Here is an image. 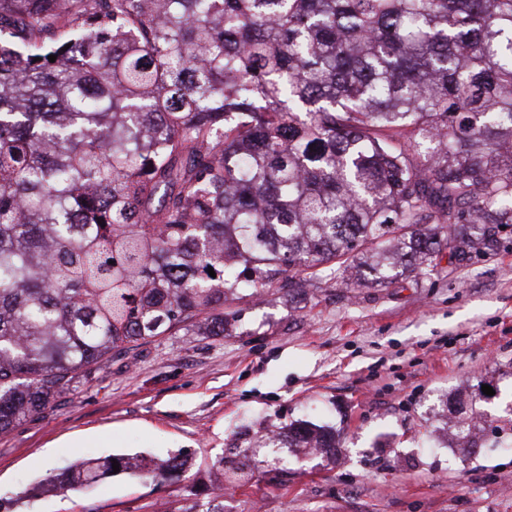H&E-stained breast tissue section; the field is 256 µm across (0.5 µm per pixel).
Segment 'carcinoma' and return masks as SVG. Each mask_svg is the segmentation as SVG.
Segmentation results:
<instances>
[{"mask_svg":"<svg viewBox=\"0 0 512 512\" xmlns=\"http://www.w3.org/2000/svg\"><path fill=\"white\" fill-rule=\"evenodd\" d=\"M511 224L512 0H0V432L141 340L224 335L240 288L387 285ZM115 461L188 468L32 492Z\"/></svg>","mask_w":512,"mask_h":512,"instance_id":"carcinoma-1","label":"carcinoma"}]
</instances>
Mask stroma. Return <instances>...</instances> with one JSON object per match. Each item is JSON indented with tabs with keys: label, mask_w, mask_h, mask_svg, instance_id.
Wrapping results in <instances>:
<instances>
[{
	"label": "stroma",
	"mask_w": 512,
	"mask_h": 512,
	"mask_svg": "<svg viewBox=\"0 0 512 512\" xmlns=\"http://www.w3.org/2000/svg\"><path fill=\"white\" fill-rule=\"evenodd\" d=\"M225 312L223 335L151 338L0 433L13 512H207L211 465L232 448L261 466L247 485L225 482L224 512H512V227L425 275L350 289L326 272L308 296L245 288ZM462 390L486 419L472 455L446 436L445 402ZM300 419L335 429V452L264 466L266 437ZM180 450L191 469L164 480L118 472L28 493L82 459Z\"/></svg>",
	"instance_id": "1"
}]
</instances>
